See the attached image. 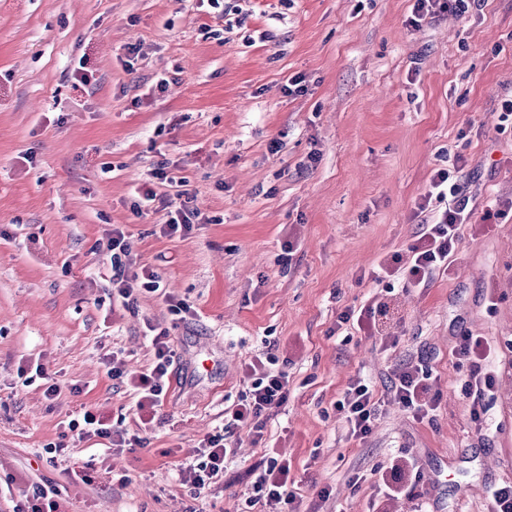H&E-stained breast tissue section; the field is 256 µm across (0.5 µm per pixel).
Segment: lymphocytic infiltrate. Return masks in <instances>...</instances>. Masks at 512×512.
Here are the masks:
<instances>
[{"instance_id": "obj_1", "label": "lymphocytic infiltrate", "mask_w": 512, "mask_h": 512, "mask_svg": "<svg viewBox=\"0 0 512 512\" xmlns=\"http://www.w3.org/2000/svg\"><path fill=\"white\" fill-rule=\"evenodd\" d=\"M430 195L443 202L444 210L436 212L432 219L423 221L417 239L409 246V259L393 254L378 265L380 272L397 279L404 288L423 287L442 269L447 268L455 241L470 217L469 200L461 194V187L448 170H437L430 184ZM189 192L177 189L160 193L154 188L143 189L142 205H157L164 211L166 221L162 232L167 236L188 235L193 229L197 211L188 206ZM104 250L109 257L112 274L109 278L111 294L124 307H133L138 290L151 293L161 288L157 271L147 267H136L121 228H113L106 239ZM154 360L150 369L137 375H126L124 370L112 368L115 379H126L138 396L136 407L141 414L139 424L148 427L149 411L160 406L170 386V368L176 352L167 332L161 331L151 337ZM457 355L468 361L469 375L466 394L473 407H481L490 392L494 376L491 364L496 356V347L486 337L463 333L459 338ZM278 359L272 351L252 358L244 365L248 381L247 391L240 402L228 411L224 427L207 434L198 450L195 462L181 471V477L189 484L194 495L209 489L213 480L224 471V464L231 450L227 441L232 431L247 430L255 439H262L269 419L288 401V374L278 368ZM431 370L414 367L401 371L391 394L414 419L424 420L436 408V399L430 392ZM382 403L374 387L364 378L352 379L336 402V410L342 414L353 437L366 439L372 432L373 423ZM70 431L78 438L97 437L110 442L113 449L141 444L139 436H127L125 430L117 429L92 411H85L82 418L71 420ZM290 467L287 461L269 457L262 466L253 471V496L247 498V506H262L264 512H291L297 497L290 488Z\"/></svg>"}]
</instances>
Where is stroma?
<instances>
[{
	"instance_id": "stroma-1",
	"label": "stroma",
	"mask_w": 512,
	"mask_h": 512,
	"mask_svg": "<svg viewBox=\"0 0 512 512\" xmlns=\"http://www.w3.org/2000/svg\"><path fill=\"white\" fill-rule=\"evenodd\" d=\"M414 4L0 0V512L36 483L59 487L64 512H239L271 456L289 460L300 512H488L491 490L512 485V218H484L512 200V128H497L512 98V0H467L418 27ZM294 76L304 89L291 95ZM458 154L472 215L447 269L424 288L375 282ZM162 161L199 212L184 237L161 233V211L133 212ZM115 225L166 296L111 302L101 244ZM170 295L195 316L175 320ZM374 302L386 309L373 335L337 326ZM150 326L168 330L177 359L143 447L112 453L69 433L87 410L136 432L135 393L108 370L150 367ZM465 332L497 348L478 418L456 355ZM269 341L288 403L261 442L235 432L223 475L191 498L179 469ZM407 365L433 371V419L388 400L353 438L335 408L349 381L383 394ZM39 366L24 383L20 369ZM60 441L68 452L50 462ZM404 452L419 475L380 502L376 469ZM90 459L94 482L72 476Z\"/></svg>"
}]
</instances>
